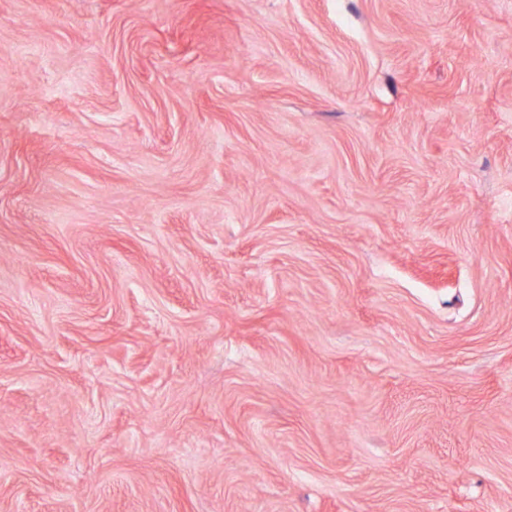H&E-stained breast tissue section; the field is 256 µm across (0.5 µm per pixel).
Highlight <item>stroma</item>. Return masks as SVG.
Here are the masks:
<instances>
[{"instance_id": "1", "label": "stroma", "mask_w": 512, "mask_h": 512, "mask_svg": "<svg viewBox=\"0 0 512 512\" xmlns=\"http://www.w3.org/2000/svg\"><path fill=\"white\" fill-rule=\"evenodd\" d=\"M0 512H512V0H0Z\"/></svg>"}]
</instances>
